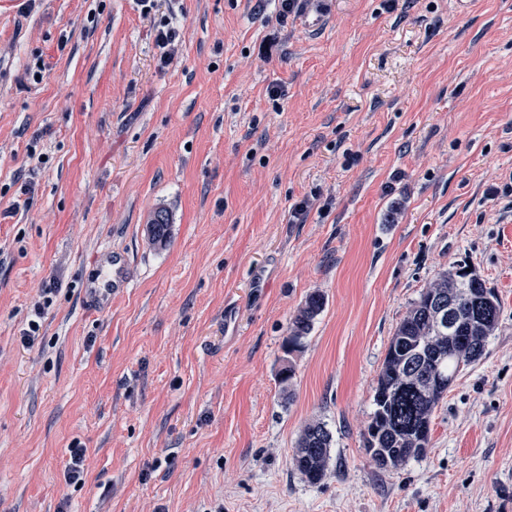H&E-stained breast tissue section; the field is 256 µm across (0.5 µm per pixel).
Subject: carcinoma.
<instances>
[{"label":"carcinoma","instance_id":"carcinoma-1","mask_svg":"<svg viewBox=\"0 0 512 512\" xmlns=\"http://www.w3.org/2000/svg\"><path fill=\"white\" fill-rule=\"evenodd\" d=\"M159 244L170 232L168 211L149 217ZM324 307L319 293L307 297L291 319L289 342L301 345ZM497 296L475 273L443 269L396 325L374 387V411L362 433L363 448L376 467L396 471L426 455L434 410L460 371L478 362L497 328ZM332 436L321 422L305 426L293 455L294 468L312 484L327 475Z\"/></svg>","mask_w":512,"mask_h":512}]
</instances>
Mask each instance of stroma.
<instances>
[{
  "label": "stroma",
  "instance_id": "stroma-1",
  "mask_svg": "<svg viewBox=\"0 0 512 512\" xmlns=\"http://www.w3.org/2000/svg\"><path fill=\"white\" fill-rule=\"evenodd\" d=\"M22 2L0 0V512H512V197L487 195L512 176V0L283 23L277 0H158L184 32L165 68L136 0ZM107 248L131 283L103 313L84 283ZM452 266L497 294V329L427 454L381 471L362 433L390 338ZM312 420L319 484L292 464ZM149 232L155 243L165 244L170 232V216L168 211L163 208H157L149 217ZM324 307V297L322 294H310L303 307L291 319L289 330V342L293 346L301 345V340L309 334L312 329L315 318L320 314ZM332 436L322 422L305 426L293 455L294 468L312 484L321 483L327 475ZM70 460L66 466L65 479L68 484H84L87 470L85 468L87 460L86 448L78 445H72L68 448Z\"/></svg>",
  "mask_w": 512,
  "mask_h": 512
}]
</instances>
